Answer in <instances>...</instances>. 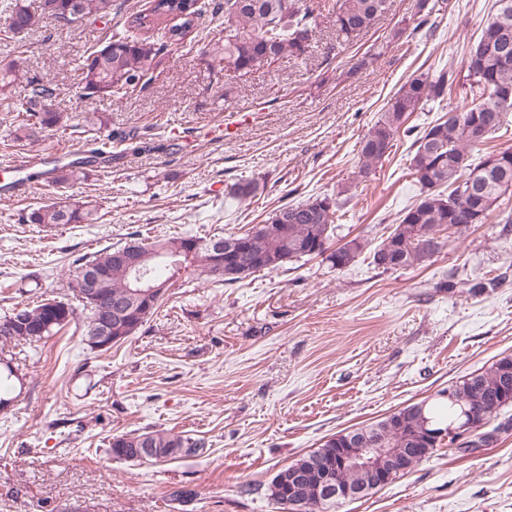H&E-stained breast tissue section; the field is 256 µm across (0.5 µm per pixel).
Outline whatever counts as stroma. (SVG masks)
I'll return each instance as SVG.
<instances>
[{"label": "stroma", "mask_w": 512, "mask_h": 512, "mask_svg": "<svg viewBox=\"0 0 512 512\" xmlns=\"http://www.w3.org/2000/svg\"><path fill=\"white\" fill-rule=\"evenodd\" d=\"M433 28L415 26L416 0H390L365 34L339 44L328 18L299 60L248 78L204 47L223 15L204 14L148 83L123 98L89 97L78 67L113 28L150 0H112L109 14L77 24L35 16L0 38V69L16 78L0 93V165L40 152L70 159L90 139L109 142L110 165L64 185L31 177L26 192H0V313L67 299L80 255L124 245L130 234L164 238L241 233L276 207L336 194L348 202L334 245H376L419 195L409 170L411 138L357 177L360 139L412 75L453 67L457 83L427 103L423 126L471 98L463 67L495 0H430ZM400 40H393L396 29ZM373 55L353 71L358 58ZM56 88L63 125L17 136L16 109L32 80ZM108 115L93 131L92 113ZM250 114L241 131L231 126ZM253 179L242 203L227 189ZM72 198L98 203L93 224L45 228L32 208ZM512 354V190L455 243L423 266L377 268L368 251L344 270L315 258L233 284L202 286L184 270L158 313L106 352L68 325L37 343L1 342L14 401L0 411V512H284L268 487L283 467L327 437L375 422L502 354ZM493 444L465 455L436 449L406 475L336 512H512V406ZM165 429L207 442L163 462L113 458L112 436ZM193 490L188 504L172 496Z\"/></svg>", "instance_id": "1"}]
</instances>
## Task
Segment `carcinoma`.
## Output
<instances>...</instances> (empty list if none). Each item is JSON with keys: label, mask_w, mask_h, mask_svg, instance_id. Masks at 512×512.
I'll use <instances>...</instances> for the list:
<instances>
[{"label": "carcinoma", "mask_w": 512, "mask_h": 512, "mask_svg": "<svg viewBox=\"0 0 512 512\" xmlns=\"http://www.w3.org/2000/svg\"><path fill=\"white\" fill-rule=\"evenodd\" d=\"M389 0H336L333 26L336 39L348 42L370 29L376 18L388 10ZM510 8H499L488 18L475 44L471 47L464 67L470 80L471 102L455 112L451 119L441 116L429 123L415 140V153L409 160L413 181L420 188L419 198L406 208L392 231L373 249L372 263L384 270L406 269L421 265L434 256L442 246L440 234L451 224L454 230L449 238L456 239L473 224H482L490 210L483 199L499 197L512 187V149L490 152L471 162V151L498 131L505 114L512 109V101L503 103L497 98L498 89L512 87V0ZM112 0H40L41 14L50 19L73 24L92 12L110 13ZM10 9L8 33L15 36L27 30L34 15L21 0H13ZM208 3L197 0H152L145 12L133 13L117 25L112 37L101 49L90 53L79 68L80 84L89 95H127L138 89L130 83L133 78L146 85L148 72L157 65L169 47L184 42L193 31L195 22L207 12ZM224 22L207 45L206 54L224 61V68L246 76L262 66H270L288 56L300 58L310 47L318 15L307 0H224ZM164 31V39L155 38V31ZM456 82L452 70H442L433 78L427 74L411 76L388 101L378 120L359 141V175L369 174L387 157L380 149L386 138L394 139L400 132L409 133L412 114L428 101H442ZM55 88L49 83L35 82L22 104L24 119L18 130L33 126L51 130L63 121V113L51 108ZM107 158L97 150L91 158H77L55 167L51 174L58 183L76 182L87 177V165L92 159ZM259 185L253 179H242L230 186L226 198L242 201L257 192ZM340 203L327 196L299 204H284L276 208L261 226H252L225 239L240 243V251L224 255L222 278L212 274L213 256L200 248L183 253L188 243L202 238L182 236L150 239L133 233L130 239L148 252H166L178 255V268L157 265L151 277L157 291L145 306V314L112 324V335L125 340L135 335L153 316L182 270L191 267L196 279L203 284H232L257 272H276L292 261L305 257L323 256L331 267L344 270L354 264L364 249V243L354 238L342 246L332 248L336 212ZM97 208L88 200L44 204L32 210L26 222L43 227L66 224H93ZM73 264L77 272L67 285L76 292L83 270L89 266L102 268L106 276L97 288L98 303L84 305L87 314L82 320V336H87L91 324L110 316L113 306L129 299V276L126 270L112 263V250L107 249L92 257L83 256ZM24 313L29 321L26 328L15 333V339L42 341L77 317L76 308L69 302L45 299L35 306L15 305L0 318ZM15 376L9 363L0 367V406L12 401L8 381ZM512 382V354H503L482 372H474L448 386L454 399H441L426 405L415 403L369 425L344 434L329 436L318 448L306 453L281 469L269 485V497L284 504L288 490L280 486V478L291 469H309L310 461L318 456L326 461L336 457V449L344 448L354 438L380 440L391 448H418L420 454L411 455L404 464L409 472L428 453L442 442L417 443L423 428H445L473 420L477 431L471 447L487 446L493 441L500 426L493 425L500 412L512 406L508 397H500L503 380ZM492 426L487 431L485 427ZM206 446L201 438L173 434L166 430L143 433H125L112 437V456L129 462H162L181 456L194 455Z\"/></svg>", "instance_id": "carcinoma-1"}]
</instances>
